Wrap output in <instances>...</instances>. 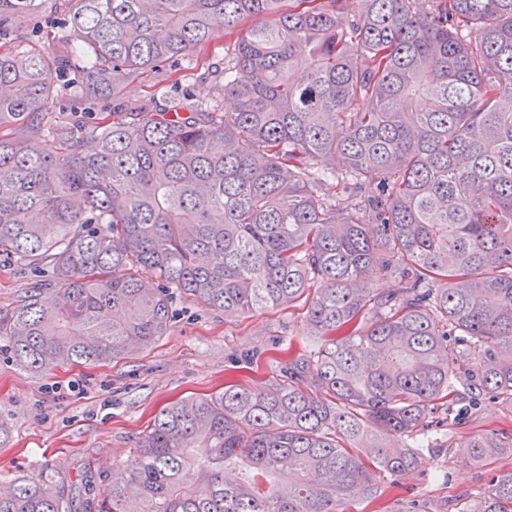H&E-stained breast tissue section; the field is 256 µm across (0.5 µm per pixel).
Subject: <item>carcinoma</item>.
Here are the masks:
<instances>
[{
    "label": "carcinoma",
    "instance_id": "cac0c4a2",
    "mask_svg": "<svg viewBox=\"0 0 512 512\" xmlns=\"http://www.w3.org/2000/svg\"><path fill=\"white\" fill-rule=\"evenodd\" d=\"M67 2L55 47L0 46V255L53 273L0 311L5 351L33 372L126 359L166 335L175 292L226 316L306 300L319 336L267 389L162 409L89 512H342L416 469L408 439L461 424V399L512 408V0H366L352 20L344 0ZM31 3L0 0L1 40ZM223 36L205 74L233 112L131 105L90 152L48 123L83 45L74 90L117 95ZM375 267L397 287H358ZM469 448L512 455V434ZM76 496L29 477L0 512ZM461 512H512V469Z\"/></svg>",
    "mask_w": 512,
    "mask_h": 512
}]
</instances>
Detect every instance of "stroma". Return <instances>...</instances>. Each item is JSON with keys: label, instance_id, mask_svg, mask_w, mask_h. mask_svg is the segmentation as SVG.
Masks as SVG:
<instances>
[{"label": "stroma", "instance_id": "1", "mask_svg": "<svg viewBox=\"0 0 512 512\" xmlns=\"http://www.w3.org/2000/svg\"><path fill=\"white\" fill-rule=\"evenodd\" d=\"M63 10L58 0H33L11 41L22 51L31 41L62 39ZM227 42L218 38L197 47L179 64V85H158L163 95L188 94L194 100H219L222 111L234 103L219 98L201 79L197 61L222 58ZM102 93L61 91L51 108L52 124L88 130L112 110ZM49 264L0 256V309L16 306L32 288L51 283ZM171 328L152 348L116 364L31 372L8 354L0 355V486L23 475L48 470L54 478L104 490L114 469L130 460L154 416L184 397H205L225 385L267 387L276 364L303 353L315 341L304 305L265 313L224 315L191 300L174 297ZM512 433V410L484 407L465 424L439 434L437 445L422 448L415 471L381 474L375 495L351 499L344 512H458L481 496L496 471L512 461L473 463L466 442L486 432Z\"/></svg>", "mask_w": 512, "mask_h": 512}]
</instances>
